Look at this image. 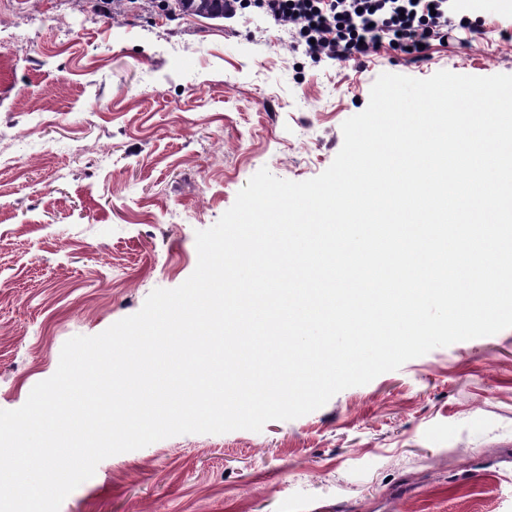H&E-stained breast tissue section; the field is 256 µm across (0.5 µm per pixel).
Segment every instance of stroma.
I'll return each instance as SVG.
<instances>
[{
    "label": "stroma",
    "mask_w": 512,
    "mask_h": 512,
    "mask_svg": "<svg viewBox=\"0 0 512 512\" xmlns=\"http://www.w3.org/2000/svg\"><path fill=\"white\" fill-rule=\"evenodd\" d=\"M421 56L315 62L257 9L0 0V409L63 344L197 265L260 169L305 181L379 75H512V0H449ZM60 512H512V328L438 347L258 432L182 434L102 460Z\"/></svg>",
    "instance_id": "35a3bbf8"
}]
</instances>
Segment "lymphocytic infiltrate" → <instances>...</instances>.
I'll return each mask as SVG.
<instances>
[{
    "label": "lymphocytic infiltrate",
    "mask_w": 512,
    "mask_h": 512,
    "mask_svg": "<svg viewBox=\"0 0 512 512\" xmlns=\"http://www.w3.org/2000/svg\"><path fill=\"white\" fill-rule=\"evenodd\" d=\"M255 5L278 27H294L312 59L346 62L368 55L380 42L400 49L445 36L453 26L448 0H232Z\"/></svg>",
    "instance_id": "1"
}]
</instances>
